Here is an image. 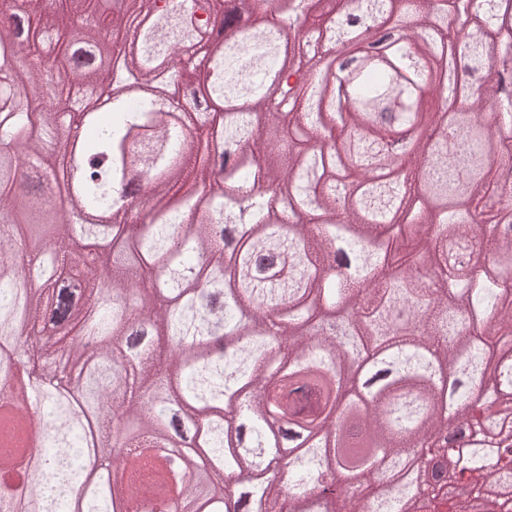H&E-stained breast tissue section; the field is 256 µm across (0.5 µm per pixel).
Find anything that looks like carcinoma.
Returning <instances> with one entry per match:
<instances>
[{
	"label": "carcinoma",
	"instance_id": "obj_1",
	"mask_svg": "<svg viewBox=\"0 0 512 512\" xmlns=\"http://www.w3.org/2000/svg\"><path fill=\"white\" fill-rule=\"evenodd\" d=\"M123 2L0 0V211L13 214L0 221V396L13 390L47 426L26 494L0 495V512L32 499L43 512H127L133 485L180 494L182 512H274L284 472L292 512H333L313 495L338 470L347 491L390 486L346 496L345 512H411L448 480L468 494L431 512H472L512 479L500 457L512 450V204L494 222L470 204L492 166L512 172V146L487 139L490 123L512 135V95L501 73L458 103L459 62L484 64L487 39L512 56V0H352L345 19L333 10L306 29L300 17L324 0H173L145 25L150 0ZM262 11L277 22L242 19ZM422 15L429 26L409 25ZM450 15L468 34H448ZM77 41L111 60L104 123L97 69L71 68ZM186 46L205 48V67L183 66ZM51 65L67 94L41 95ZM189 76L224 103L221 120L167 106ZM418 126L439 136L412 142L410 187L390 152ZM71 131L73 183L48 153ZM135 173L150 205L119 223L51 212L54 192L74 210L116 209ZM472 238L492 261L416 303L412 336L384 331L385 300L424 288L415 273ZM90 239L109 240L112 299L89 270L73 301L58 272ZM54 301L100 343L94 357L66 346L79 365L69 394L16 378L22 333ZM174 405L195 415L181 475L218 481L172 485L138 452L168 437ZM269 411L306 443L287 446ZM338 411L357 415L340 447ZM20 427L0 413V462L22 449ZM432 435L448 450L426 473L415 448ZM128 461L126 485L114 471Z\"/></svg>",
	"mask_w": 512,
	"mask_h": 512
}]
</instances>
